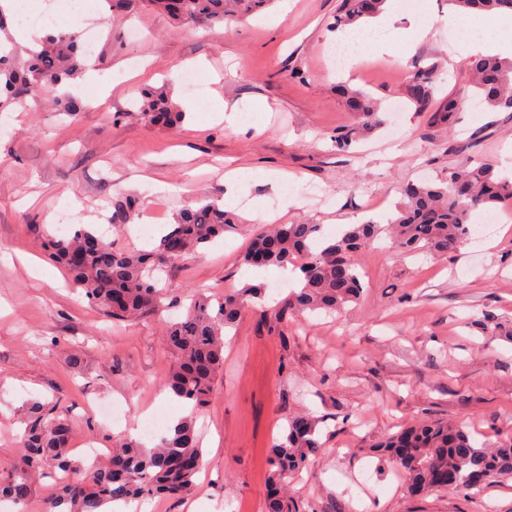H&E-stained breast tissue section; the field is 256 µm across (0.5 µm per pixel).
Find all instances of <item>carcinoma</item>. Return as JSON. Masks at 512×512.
<instances>
[{"mask_svg":"<svg viewBox=\"0 0 512 512\" xmlns=\"http://www.w3.org/2000/svg\"><path fill=\"white\" fill-rule=\"evenodd\" d=\"M112 15H128L138 5L166 14L182 24L209 26L238 21L265 10L273 0H106ZM384 0H343L335 27L343 30L380 12ZM469 13L512 12V0H448ZM83 46L75 32L49 33L38 46L21 53L13 44L0 42V112L28 100H38L55 88L53 103L69 115L81 105L66 90L65 81L84 68ZM473 94L491 108L512 112V61L479 56L468 65ZM435 74L421 70L412 79L411 98L422 110L434 103ZM357 125L336 133L334 142L349 149L359 136L380 124L378 102L368 93L342 89ZM150 126H178L186 117L182 106L163 90H147L135 102ZM458 103L448 97L434 113L438 121L452 123ZM397 215L382 225L372 220L348 224L342 234L326 240L318 224H275L255 234L242 264L248 268H286L303 275L301 287L292 291L274 313L281 323L300 314L336 311L356 301L363 285L357 253L386 236L403 254L430 252L446 256L458 250L469 233L470 214L512 199V181L501 178L490 163L469 162L439 181L407 183L401 188ZM135 198L112 200L108 223L115 227L131 221ZM237 217L215 203L188 206L166 231L140 252H122L112 242L85 226L64 236L40 235L47 257L62 267L72 285L89 304L114 320L161 312L167 288L160 286L169 264L186 260L228 231L238 229ZM265 289L249 285L236 294L211 299L196 295L185 318L168 325L166 343L175 361L160 388L190 408L189 414L167 428L152 448L126 438L113 444L110 454L93 466H78L69 458L71 425L61 400L32 401L21 409L20 464L0 479V500L25 502L34 482L54 467L56 495L48 512H100L106 503L143 501L162 494L181 498L193 486L202 461L194 414L212 400L217 376L224 370V336L236 326L243 308L264 297ZM322 448L315 420L298 414L288 420L282 439L271 448L267 479L266 512H296L293 500L283 494L292 477ZM404 473L411 492L441 488L473 495L496 478L512 476V439L494 447L479 441L460 424H411L379 444Z\"/></svg>","mask_w":512,"mask_h":512,"instance_id":"obj_1","label":"carcinoma"}]
</instances>
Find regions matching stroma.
I'll use <instances>...</instances> for the list:
<instances>
[{
    "label": "stroma",
    "mask_w": 512,
    "mask_h": 512,
    "mask_svg": "<svg viewBox=\"0 0 512 512\" xmlns=\"http://www.w3.org/2000/svg\"><path fill=\"white\" fill-rule=\"evenodd\" d=\"M340 0H274L231 25L177 24L148 8L113 19L105 0L89 18L99 44L100 88L74 79L84 103L68 116L42 103L0 112V475L19 462V411L31 399L68 395L69 455L84 461L82 439L99 447L155 413L182 414L159 385L173 362L165 319L183 317L191 293L211 297L277 279L262 303L247 306L225 338L224 373L196 421L202 466L191 494L146 500L145 512H265L270 449L290 415L306 412L324 444L290 486L301 512H512V479L483 496L448 489L410 495L378 442L415 421L465 424L478 439L512 436V342L472 327L475 319L512 321V203L490 242L465 240L450 256H404L384 242L358 254L363 293L332 313L275 326L294 282L289 270L252 271L241 258L262 220L311 223L325 237L347 222H386L409 181L436 179L470 160L512 178V113L471 109L468 62L448 0H403L396 28L429 25L408 50L356 68L350 86L382 103L383 123L348 151L337 129L355 117L337 89L334 27ZM140 32L131 40L130 29ZM433 68L436 99L456 97L449 127L411 101L413 74ZM196 72L202 87L183 83ZM164 88L195 110L175 130L149 127L132 111L141 90ZM236 112L228 127L218 110ZM238 231L193 258L174 262L162 315L114 321L65 285L44 256L33 227L60 222L105 232L115 246L141 250L197 200L223 202L227 191ZM138 197L134 229L108 228L112 199ZM82 346L83 362L69 354ZM118 403L122 425L95 405Z\"/></svg>",
    "instance_id": "1"
}]
</instances>
